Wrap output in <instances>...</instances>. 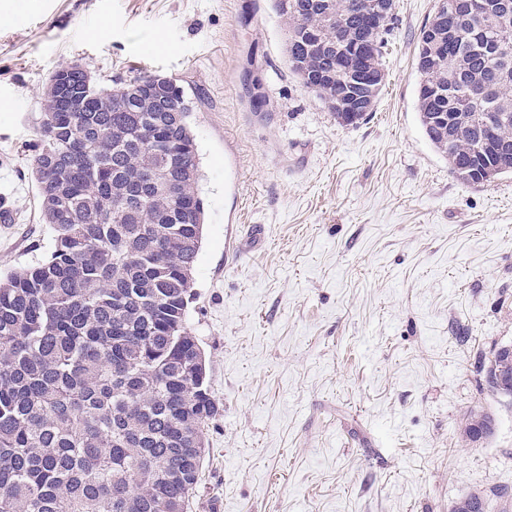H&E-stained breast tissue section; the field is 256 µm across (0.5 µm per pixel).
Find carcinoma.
Masks as SVG:
<instances>
[{"label":"carcinoma","mask_w":512,"mask_h":512,"mask_svg":"<svg viewBox=\"0 0 512 512\" xmlns=\"http://www.w3.org/2000/svg\"><path fill=\"white\" fill-rule=\"evenodd\" d=\"M369 0H276L288 24V64L303 84L328 69L316 38L368 44L383 72L389 28L362 27ZM458 17L448 32V9ZM448 49L445 94L433 68ZM418 112L449 172L512 174V0H437L417 44ZM132 83L85 89L91 109L46 104L32 156L53 232L45 258L0 280V512H186L206 428L218 414L206 359L188 326L202 240L200 169L187 123L159 100L125 106ZM342 82L314 94L339 124ZM433 112L448 124L431 125ZM158 184L143 182L145 170ZM488 414L468 416L464 432ZM453 512H484L476 495Z\"/></svg>","instance_id":"carcinoma-1"}]
</instances>
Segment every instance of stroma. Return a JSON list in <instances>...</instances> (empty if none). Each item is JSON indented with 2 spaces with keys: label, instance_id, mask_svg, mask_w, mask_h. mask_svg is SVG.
<instances>
[{
  "label": "stroma",
  "instance_id": "1",
  "mask_svg": "<svg viewBox=\"0 0 512 512\" xmlns=\"http://www.w3.org/2000/svg\"><path fill=\"white\" fill-rule=\"evenodd\" d=\"M435 2L394 0L385 86L343 127L290 70L273 0H0L1 277L53 244L32 170L49 78L185 91L205 209L188 326L220 407L189 512H512V396L484 372L512 344V175L460 182L424 133ZM473 411L495 420L475 442Z\"/></svg>",
  "mask_w": 512,
  "mask_h": 512
}]
</instances>
